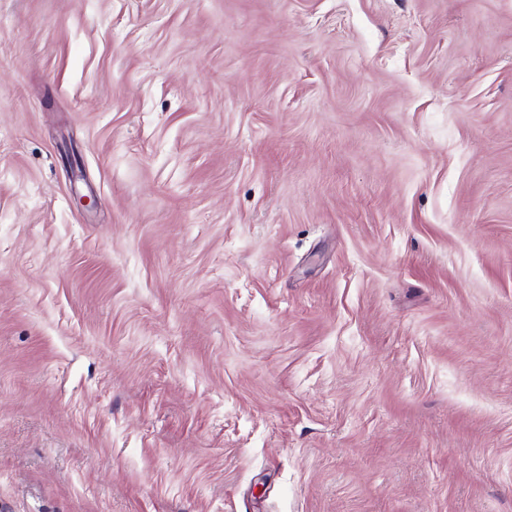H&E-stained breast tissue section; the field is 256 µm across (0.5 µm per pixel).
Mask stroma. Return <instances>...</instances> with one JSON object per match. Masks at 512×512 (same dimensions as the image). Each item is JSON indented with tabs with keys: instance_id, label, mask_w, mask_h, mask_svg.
I'll return each mask as SVG.
<instances>
[{
	"instance_id": "obj_1",
	"label": "stroma",
	"mask_w": 512,
	"mask_h": 512,
	"mask_svg": "<svg viewBox=\"0 0 512 512\" xmlns=\"http://www.w3.org/2000/svg\"><path fill=\"white\" fill-rule=\"evenodd\" d=\"M0 512H512V0H0Z\"/></svg>"
}]
</instances>
